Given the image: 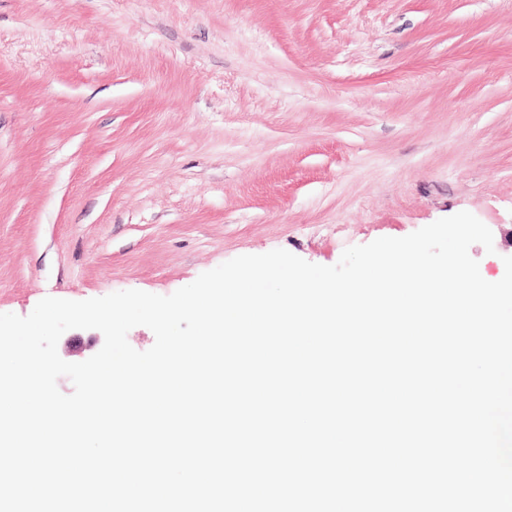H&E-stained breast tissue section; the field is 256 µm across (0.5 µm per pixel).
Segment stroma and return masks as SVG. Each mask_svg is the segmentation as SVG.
Returning a JSON list of instances; mask_svg holds the SVG:
<instances>
[{"label": "stroma", "mask_w": 512, "mask_h": 512, "mask_svg": "<svg viewBox=\"0 0 512 512\" xmlns=\"http://www.w3.org/2000/svg\"><path fill=\"white\" fill-rule=\"evenodd\" d=\"M461 211L502 278L512 0H0V313Z\"/></svg>", "instance_id": "35a3bbf8"}]
</instances>
